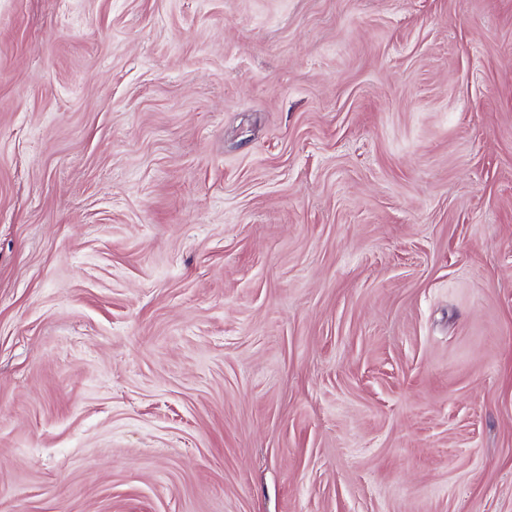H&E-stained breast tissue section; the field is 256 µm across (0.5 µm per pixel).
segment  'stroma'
<instances>
[{
	"label": "stroma",
	"mask_w": 512,
	"mask_h": 512,
	"mask_svg": "<svg viewBox=\"0 0 512 512\" xmlns=\"http://www.w3.org/2000/svg\"><path fill=\"white\" fill-rule=\"evenodd\" d=\"M0 512H512V0H0Z\"/></svg>",
	"instance_id": "35a3bbf8"
}]
</instances>
